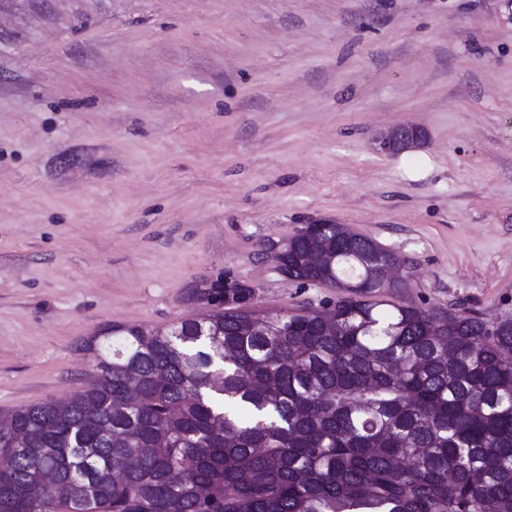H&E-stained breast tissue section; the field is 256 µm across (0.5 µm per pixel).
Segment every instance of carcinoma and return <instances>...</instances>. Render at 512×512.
<instances>
[{"mask_svg":"<svg viewBox=\"0 0 512 512\" xmlns=\"http://www.w3.org/2000/svg\"><path fill=\"white\" fill-rule=\"evenodd\" d=\"M371 245L288 239L296 280L351 292L321 309L203 279V317L83 340L86 390L0 412V512H512V319L384 299Z\"/></svg>","mask_w":512,"mask_h":512,"instance_id":"obj_1","label":"carcinoma"}]
</instances>
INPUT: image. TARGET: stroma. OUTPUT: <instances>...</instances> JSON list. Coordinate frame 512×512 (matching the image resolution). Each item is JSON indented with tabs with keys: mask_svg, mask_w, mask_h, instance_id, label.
Returning <instances> with one entry per match:
<instances>
[{
	"mask_svg": "<svg viewBox=\"0 0 512 512\" xmlns=\"http://www.w3.org/2000/svg\"><path fill=\"white\" fill-rule=\"evenodd\" d=\"M310 223L406 260L389 301L512 318V0H0V411L204 278L335 302L267 253ZM420 131L419 128L412 126L393 128L377 139V149L384 154L400 153L412 149L422 139Z\"/></svg>",
	"mask_w": 512,
	"mask_h": 512,
	"instance_id": "35a3bbf8",
	"label": "stroma"
}]
</instances>
